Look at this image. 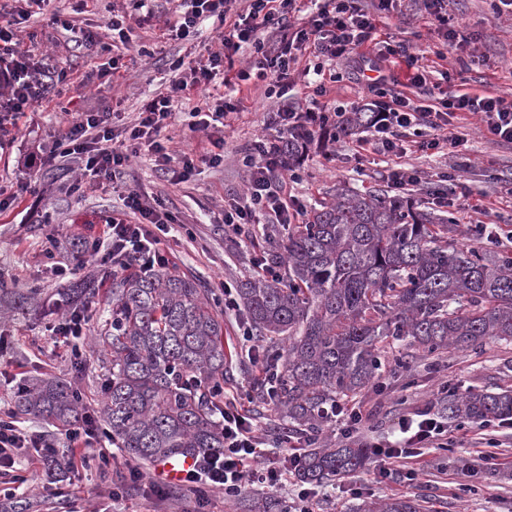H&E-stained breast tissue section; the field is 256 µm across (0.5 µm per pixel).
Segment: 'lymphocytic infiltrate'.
Instances as JSON below:
<instances>
[{
	"label": "lymphocytic infiltrate",
	"instance_id": "f902f5d3",
	"mask_svg": "<svg viewBox=\"0 0 512 512\" xmlns=\"http://www.w3.org/2000/svg\"><path fill=\"white\" fill-rule=\"evenodd\" d=\"M53 0H0V150L13 147L20 118L50 102L55 87L67 80L69 67L53 65L45 57L20 48L21 24L29 21L33 10L47 12L52 25L70 32L75 47L81 48L95 63L96 76L102 83H112L119 75L121 57L110 54L97 32L77 27L71 17L51 7ZM236 0H182L166 25L167 38L184 40L195 36L198 26L207 19L229 24L224 47L207 50L195 59L172 60L168 67L167 92L144 104L136 118L122 131H115L113 112H81L64 132L55 135L52 148L44 155L28 151L24 161L33 166L36 158L45 163L72 164L80 172L78 184L69 185L76 192L78 185L107 190L113 188L132 159L148 151L155 166L171 181L184 182L197 165H219V152L224 145V119L237 111L238 104L227 97L214 103L195 107L191 125L193 131L204 133L213 144L212 151L203 154H172L165 144L164 134L172 124L176 98L189 97L191 92L205 90L214 84L238 91L252 80L272 79L277 98L288 95V80L298 62V53L310 51L314 57L327 58L355 65L365 70L368 57L362 53L365 43H372L373 56L386 60L402 57L411 70L408 92L391 94L382 109L375 112L367 135L359 137L358 146L397 158L417 152H447L464 154L468 140L457 131L456 121L466 116L478 117L485 132L495 141L512 144V98L494 93L470 95L452 94L433 103L417 96V89L426 87L429 75L419 66L417 56L408 44L388 38L376 39V12L393 8L396 0H377L375 9H368L363 0H322L316 13L308 16L301 26H293L297 0H245L242 11H235ZM419 9L441 33L444 41L455 50H466L471 36L455 24L448 13V0H420ZM276 33L267 41L266 33ZM250 45L253 58L237 72L224 66L227 51ZM413 129L415 138H396V129ZM248 183L241 200L226 208L221 224L232 232L242 225L296 224L303 217V206L289 198L287 183L279 178L281 158L277 140L258 138L252 155L247 159ZM123 209L105 219L101 243L104 247L99 265L106 270H124L131 265L146 269L168 264L163 242L172 229V219L165 211L161 197L136 188H125ZM224 451L213 456L205 452L194 455L179 483L193 493L192 512H206L208 495L221 492L236 496L247 483H257L276 490L284 472L275 461L265 458L262 441L248 416L235 400L225 399ZM399 439L375 444L373 456L379 459V473L391 476L394 467L420 458L423 449L436 447L444 429L435 418L413 421L408 417L398 422ZM105 432L101 428L78 426L66 431L72 448V462L82 465L95 458L109 464L111 452L101 443ZM21 448L34 449L39 461L55 456V450L44 435L17 425L14 417H0V468H13L14 454Z\"/></svg>",
	"mask_w": 512,
	"mask_h": 512
}]
</instances>
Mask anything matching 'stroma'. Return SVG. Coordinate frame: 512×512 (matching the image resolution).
I'll use <instances>...</instances> for the list:
<instances>
[{"label":"stroma","instance_id":"1","mask_svg":"<svg viewBox=\"0 0 512 512\" xmlns=\"http://www.w3.org/2000/svg\"><path fill=\"white\" fill-rule=\"evenodd\" d=\"M56 4L64 15H76L82 27L99 32L104 29L108 7L120 11L132 8L130 0H92L85 7L80 0H56ZM174 8L173 0H156L153 18L133 31L129 53L136 56V63L129 65L122 78L109 87L99 83L82 50L68 48L65 35L57 32L47 18L32 17L23 32V48L53 59L65 58L73 72L59 96L20 119L18 138H27L32 132L42 138L56 133L71 121L73 113L87 110L115 111L116 125H123L147 100L164 90L170 59L190 60L203 48L219 47L221 29L209 21L201 24L199 33L191 39L164 38L165 22ZM448 11L469 33L475 34L468 51L481 57V64L463 66L452 54L438 59V52L445 49L444 40L434 26L422 19L414 0H398L394 10L378 18L377 31L412 43L420 64L430 68L432 82L441 84L445 91L465 89L477 94L491 91L512 95V12L500 9L498 0H450ZM143 47L148 48V55H140ZM322 65L324 73H339L340 80L329 84L321 104L329 108L337 104L347 112L357 102L381 105V96L344 64L327 61ZM445 70L450 72L451 81H443L441 73ZM314 80V75L305 74L304 69L292 73L293 88L284 101L305 121L311 120L314 110L310 101ZM266 88V82H254L251 91L241 94L240 112L228 115L224 161L218 167L199 166L187 181L174 184L156 171L149 158L139 157L132 160L123 180L126 185L161 195L167 211L179 224L177 236L166 242L170 266L196 277L216 296L215 309L224 315L228 353L224 368L226 392L249 411L271 447L275 439L269 423L275 417V409L256 394L255 367L245 354L240 335L242 313L225 310L219 301L222 285L235 288L252 278L254 267L250 259L266 248L270 227L247 225L241 235L232 237L225 233L223 225L207 221L208 215L243 197L248 179L243 159L250 154L254 141L276 136L270 114L284 102L267 97ZM195 105L192 99L175 104L170 132L174 154H199L209 145L203 133L190 128ZM464 132L468 136V160L457 176L482 193L487 211L479 218L459 205L452 206L451 211L459 224L478 218L498 237H506L512 232V195L505 192L506 185L512 183V144L492 140L474 117L468 119ZM377 170L373 155L360 151L356 138H344L314 147L287 189L289 195L309 208L329 199L340 184L360 192L383 187ZM72 178L69 166L57 163L28 169L17 151L0 154V193L10 194L17 182L26 180L38 188L20 205L0 213V270L12 291L30 292L42 299L58 298L70 282L54 275L53 262L45 256L49 234H59L61 245L56 260L66 262L72 254V240L99 237L105 217L121 210L122 200L116 193L88 188L79 195L66 194L63 187ZM77 276L100 282L84 303L88 324L81 366L73 365L65 347L55 345L49 333L53 316H34L6 304L0 306V337L5 340L0 347V410H14L10 377L19 372L30 379L53 376L66 380L77 390L86 409L100 410L101 385L109 372L111 355L100 345L99 334L112 308V285L102 282V270L90 256ZM445 387L458 393L470 388H512V343L489 340L474 350L448 347L431 354L395 343L383 375L352 403L362 415L358 438L376 443L390 435L401 417L425 410L437 414L438 399ZM442 426L449 446L426 449L421 460L424 471L416 479H406L399 473L382 478L369 465L350 476L313 485L312 512H348L352 504L363 500L380 501L400 495L418 499L422 512H512V419L498 425L446 419ZM493 446L508 458V465L488 469L481 455ZM125 464V457L117 450L112 453L110 465L91 461L69 475L74 496L56 497L51 493L53 478L48 468L37 463L34 450L23 449L14 471H0V490L29 501L30 512H74L79 505L89 512H147L150 507L141 489H129L118 500L110 495L113 484L125 475ZM17 473L27 476L26 484L15 485L13 476Z\"/></svg>","mask_w":512,"mask_h":512}]
</instances>
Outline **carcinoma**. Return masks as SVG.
<instances>
[{
    "label": "carcinoma",
    "mask_w": 512,
    "mask_h": 512,
    "mask_svg": "<svg viewBox=\"0 0 512 512\" xmlns=\"http://www.w3.org/2000/svg\"><path fill=\"white\" fill-rule=\"evenodd\" d=\"M362 111L330 124L335 139L368 126ZM316 138L297 123L281 143L296 169ZM455 218L414 207L388 190L336 187L302 224L288 225L285 243L261 252L238 297L259 341L276 346V404L281 434L304 438L298 476L308 483L349 476L372 456L360 441L334 446L324 436L336 405L348 404L385 368L387 339L427 352L477 348L491 338L512 342V257L456 246ZM95 283L80 280L52 303L59 311L83 303ZM105 343L112 371L101 414L112 443L130 461L165 462L194 449L224 452L215 388L224 384V320L209 290L167 268L129 271L112 280ZM195 378L186 385L183 379ZM21 414L69 427L83 418L80 397L56 377L22 382ZM440 410L450 420L512 419V390L448 393ZM255 512H284L276 499L244 503ZM406 496L364 501L353 512H420Z\"/></svg>",
    "instance_id": "carcinoma-1"
}]
</instances>
